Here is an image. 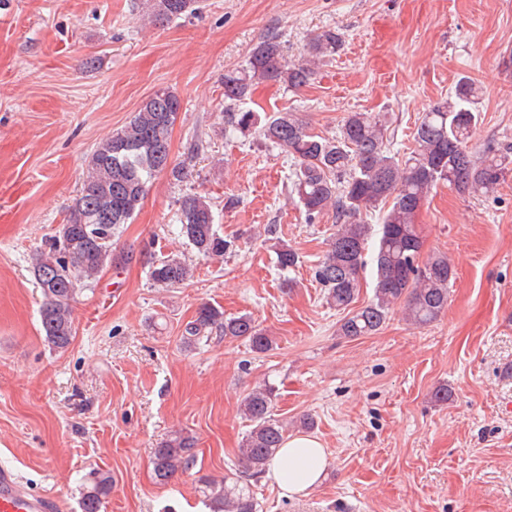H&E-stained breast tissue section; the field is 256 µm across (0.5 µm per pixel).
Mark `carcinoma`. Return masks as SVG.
Returning a JSON list of instances; mask_svg holds the SVG:
<instances>
[{"mask_svg": "<svg viewBox=\"0 0 512 512\" xmlns=\"http://www.w3.org/2000/svg\"><path fill=\"white\" fill-rule=\"evenodd\" d=\"M195 0H143L144 13L154 20H175L193 11ZM342 34L328 27L305 44L306 59L286 60L279 35L256 43L245 63L224 71V123L241 135L256 134L282 148L295 159L292 192L308 222L324 212L336 211V231L314 276L326 302L345 311L356 302L367 266L369 244H374V293L363 307L348 313L338 335L348 339L378 332L390 318L394 304L405 302L412 323L430 324L448 306L454 269L448 256L422 257L423 241L415 218L431 190L440 183L463 196L490 193L512 176V145H488L476 153L469 146L478 123V92L463 78L454 93L422 113L413 134L414 149L403 159L384 144L386 119L380 113L352 112L336 135L311 132L295 112L261 116L243 110L262 82L280 83L298 90L310 83L314 65L341 50ZM181 110L178 95L161 88L151 94L129 122L98 143L88 161L79 194L73 199L66 223L59 225L44 247L31 257L34 278L45 302L40 309L44 341L53 352L64 353L74 338L72 302L78 285L104 268L119 264L112 254V237L129 223L141 207L148 182L161 173L180 182L185 167L171 159V133ZM180 234L204 257H222L234 241L215 228L213 205L198 193L178 200ZM387 206L377 227L362 214ZM282 269L296 266L297 253L285 244L276 246ZM153 284L174 287L186 283L193 269L179 255L145 260ZM218 329L224 336L249 342L256 353L272 349L273 340L247 314L226 317L224 311L203 305L186 327V340L194 343ZM274 389L254 388L243 399L241 411L251 423L238 468L217 480L199 479L200 493L209 512H257L252 482L258 480L285 441L286 427L274 417ZM195 439L178 434L154 450L153 475L165 484L188 468L194 458ZM112 493V476L92 470L83 484L81 512H101Z\"/></svg>", "mask_w": 512, "mask_h": 512, "instance_id": "obj_1", "label": "carcinoma"}]
</instances>
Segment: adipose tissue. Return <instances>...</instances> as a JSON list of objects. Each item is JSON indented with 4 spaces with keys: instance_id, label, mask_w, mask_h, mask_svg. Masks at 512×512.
<instances>
[{
    "instance_id": "obj_1",
    "label": "adipose tissue",
    "mask_w": 512,
    "mask_h": 512,
    "mask_svg": "<svg viewBox=\"0 0 512 512\" xmlns=\"http://www.w3.org/2000/svg\"><path fill=\"white\" fill-rule=\"evenodd\" d=\"M327 468L326 452L321 441L311 435L297 434L287 438L266 471L288 498L309 495L320 485Z\"/></svg>"
}]
</instances>
